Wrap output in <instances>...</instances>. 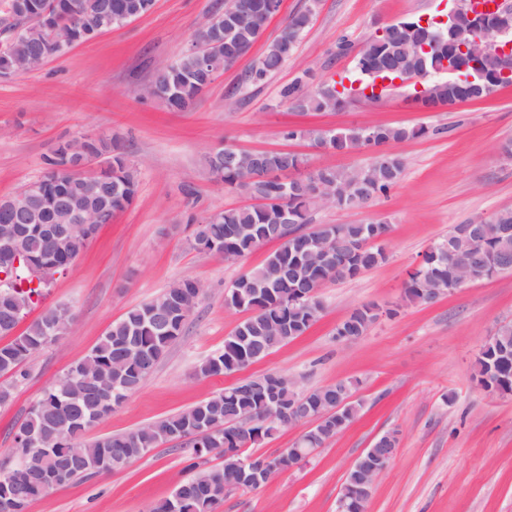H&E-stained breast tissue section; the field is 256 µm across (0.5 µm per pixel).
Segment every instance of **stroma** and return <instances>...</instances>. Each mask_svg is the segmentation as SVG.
I'll list each match as a JSON object with an SVG mask.
<instances>
[{
  "label": "stroma",
  "mask_w": 512,
  "mask_h": 512,
  "mask_svg": "<svg viewBox=\"0 0 512 512\" xmlns=\"http://www.w3.org/2000/svg\"><path fill=\"white\" fill-rule=\"evenodd\" d=\"M226 0H154L152 10L112 27L40 67L0 79V198L43 171L62 139L109 133L120 138L139 175L133 205L102 225L47 298L75 315L72 332L27 361L28 377L0 407V464L15 459L13 432L55 377L82 359L127 309L191 278L203 289L181 337L143 386L87 439L128 433L195 405L246 378L279 372L307 390L349 381L362 410L302 467L264 488L228 494L216 512H338L347 472L365 448L397 432L396 456L379 478L366 512H512V397L489 394L476 358L489 336L512 321V272L465 285L434 303L403 299L406 272L459 224L512 208V160L499 152L512 139V87L436 112L412 104L414 84H396L379 99L352 97L334 112H295L282 90L303 71L320 85L353 76L355 55L382 27L409 18L441 19L452 0H284L251 50L224 69L188 112L139 98L140 88L188 50L202 20ZM313 10L293 56L264 81L246 76L290 15ZM351 52H337L340 41ZM390 125L426 127L427 137L394 145L405 160L400 182L366 208L321 206L316 224L384 220L387 261L356 278L320 289V319L301 337L246 369L198 376L195 368L222 348L247 319L224 291L264 262L272 245L240 261L191 249L187 211L203 218L245 204L209 174L204 157L231 145L243 151H293L317 168L370 163L373 149L338 154L284 129L336 130ZM196 192L187 200L185 188ZM387 313L367 334L338 338L355 308ZM190 453L163 445L123 469L55 488L26 512H151L188 474Z\"/></svg>",
  "instance_id": "obj_1"
}]
</instances>
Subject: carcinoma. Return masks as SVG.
Listing matches in <instances>:
<instances>
[{
  "instance_id": "carcinoma-1",
  "label": "carcinoma",
  "mask_w": 512,
  "mask_h": 512,
  "mask_svg": "<svg viewBox=\"0 0 512 512\" xmlns=\"http://www.w3.org/2000/svg\"><path fill=\"white\" fill-rule=\"evenodd\" d=\"M252 5V13L230 25L231 33L197 31L195 39L210 45L209 69L198 68L196 56L186 53L178 61L158 72L157 98L171 109L182 110L186 101L196 102L209 73L219 72L245 55L261 38L267 15L260 9L265 0H242ZM154 5L153 0H6L0 18V43H11L13 50H0V74L14 70L21 62L35 57L57 56L55 30L68 34L77 45L104 30L121 24L117 16L142 15ZM313 18L310 10L289 17L278 37L267 47L247 80L259 83L278 71L294 54L298 39ZM464 28L444 26L420 20L400 21L371 38L355 58V69L366 86L378 78L403 77L416 64L435 72L441 60L456 49ZM429 51H423V46ZM477 69L458 71L416 96L422 108L430 110L449 102L466 101L490 94L497 84V57L487 55L476 60ZM298 78L282 91L291 108L298 112H329L342 109L351 89L326 86L314 92L303 90L305 80ZM423 127L378 125L368 128L339 129L322 132L291 127L282 132L288 140L307 139L339 154L358 147L378 151L372 162L351 169L312 168L306 156L284 151L241 152L230 147L223 153H210L206 164L214 180L224 189L258 198L259 204L220 210L201 220L191 215L188 223L196 225L190 247L198 252L219 254L236 261L254 250L257 233L273 236L278 247L265 261L232 282L225 299L229 308L251 310L253 314L240 323L224 340V347L202 363L197 374L202 377L233 373L245 365L263 359L275 349L304 335L320 318L323 305L317 290L326 282L353 279L380 266L387 256L379 247L362 248L375 231L386 233L383 220L359 224H314L311 211L316 206L311 186L313 180L341 189L354 182L358 195L338 197L336 206L348 209L367 203L387 193L401 178L403 159L389 148L424 136ZM85 153L99 159L100 171L88 177L65 173L48 186V195L39 207L40 214L30 220L13 221L15 198L0 199V234H17L18 266L0 263V337L13 339L0 344V377L10 383L0 385V405L12 399L13 387L27 377L26 362L35 352L53 345L72 326L73 313L64 305L43 309L19 335L18 325L31 308L46 299L49 287L33 284L26 262L48 267L55 273L68 270L78 254L87 249L99 225L93 224L82 236L65 234L64 226L50 222L53 195L62 191L71 199L100 213L107 224L118 212L135 201L138 170L123 144L112 135L92 140L74 139L55 147L44 156V169L62 164L64 158ZM480 235L474 237L467 225H457L447 238L424 253L418 265L408 272L404 290L412 303L423 302L420 278L426 273L443 287H450L457 272L469 266L491 265L493 275L512 272V209L496 212L478 224ZM323 237L336 239V252L322 262L308 253L310 243ZM202 296V288L191 278H184L152 299L128 309L112 322L104 336L81 360L52 381L42 397L29 409L14 433L16 470L21 480L12 486L0 484V509L26 512L28 505L46 494L42 476L51 475L56 486L64 487L77 478L116 471L151 449L173 441L190 449L194 462L226 448H241L248 440L246 430H239V418L259 417L262 383L244 391L237 383L215 393L198 404L168 416L134 432L87 440L85 432L107 417L129 395L136 392L152 374L168 347L179 338L187 316ZM371 306L354 309L340 324L351 336H363L374 322ZM480 385L512 391V323L501 325L484 346L476 361ZM351 387L340 381L332 386L309 389L304 393L279 392L284 406L301 403L323 413L344 402L342 413L355 419L362 404L350 399ZM34 435L37 446H26ZM336 435V419L327 417L306 432L297 447L321 448ZM208 480L197 486L192 477L181 481L172 494L160 501L154 512H215L224 502V467L207 470Z\"/></svg>"
}]
</instances>
